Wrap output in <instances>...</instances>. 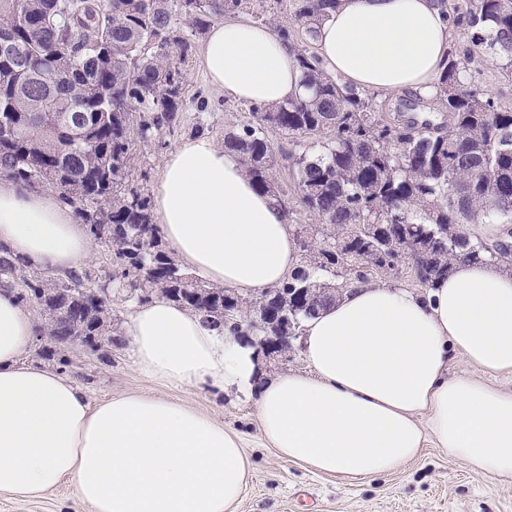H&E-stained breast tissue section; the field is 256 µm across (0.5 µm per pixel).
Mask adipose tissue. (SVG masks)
Returning a JSON list of instances; mask_svg holds the SVG:
<instances>
[{
	"mask_svg": "<svg viewBox=\"0 0 512 512\" xmlns=\"http://www.w3.org/2000/svg\"><path fill=\"white\" fill-rule=\"evenodd\" d=\"M456 29L441 0H336L317 29L329 74L393 98H433ZM198 62L210 86L274 105L306 96L294 55L266 26L213 24ZM156 224L197 276L247 296L301 262L288 218L211 137L181 141L152 196ZM0 244L59 276L88 258L86 229L58 195L0 174ZM134 365L162 386L254 397L264 444L288 461L352 480L389 474L433 446L492 477L512 476V272L455 262L426 292L356 280L303 326L309 370L259 384L255 348L158 297L127 328ZM30 311L0 289V493L40 497L70 482L94 512H230L250 462L214 417L161 398L91 404L58 372L22 364ZM481 378L451 370L454 357Z\"/></svg>",
	"mask_w": 512,
	"mask_h": 512,
	"instance_id": "adipose-tissue-1",
	"label": "adipose tissue"
}]
</instances>
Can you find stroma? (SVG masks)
I'll return each mask as SVG.
<instances>
[{
    "label": "stroma",
    "instance_id": "35a3bbf8",
    "mask_svg": "<svg viewBox=\"0 0 512 512\" xmlns=\"http://www.w3.org/2000/svg\"><path fill=\"white\" fill-rule=\"evenodd\" d=\"M467 30H460L449 53L463 60L467 85L512 107V77L498 62L473 54ZM187 102L180 136L169 138L167 149L138 148L131 168L132 178L147 174L144 186L152 190L167 156L181 138L192 136L198 99L211 104L210 135L223 143L225 134L247 119L249 104L213 89L197 66L196 57L183 64ZM136 301L121 294L112 296L111 344L92 352L71 346L65 370L68 378L83 388L92 401L119 394L162 396L215 416L244 440L252 471L244 494L233 512H512V478H493L472 470L438 448H425L416 459L398 471L361 481L340 475L313 472L289 462L274 449L263 447L253 400L234 393L218 394L204 387H163L140 374L133 365L130 346L123 335ZM0 512H93L77 502L69 484H61L36 500L0 495Z\"/></svg>",
    "mask_w": 512,
    "mask_h": 512
}]
</instances>
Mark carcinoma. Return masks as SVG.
<instances>
[{
	"mask_svg": "<svg viewBox=\"0 0 512 512\" xmlns=\"http://www.w3.org/2000/svg\"><path fill=\"white\" fill-rule=\"evenodd\" d=\"M334 0H294L301 36L274 13L265 23L294 54L310 95L255 106L224 138L246 175L289 211L277 182L273 130L288 138L299 204L326 226L322 238L297 231L301 265L263 301L281 319L309 315L305 291L337 298L349 275L367 267L398 270L408 259L429 287L457 260L493 261L512 271V252L499 250L470 224H512V108L466 85L448 59L431 105L440 122L403 121L380 111L374 96L343 85L314 66L316 25ZM242 0H0V170L22 186L51 189L73 209L93 242L112 259L109 281L139 303L159 294L195 312L207 308L216 326L252 320L258 299L238 298L224 317L228 289L207 284L167 250L155 224L152 196L129 180L135 144L161 149L180 132L184 70L192 37ZM454 22L473 43L512 70V0L450 4ZM321 152L308 154L310 140ZM347 279L332 283V278ZM91 272L52 278L0 245V286L19 289L36 305L39 336H106L112 303L82 292Z\"/></svg>",
	"mask_w": 512,
	"mask_h": 512,
	"instance_id": "cac0c4a2",
	"label": "carcinoma"
}]
</instances>
